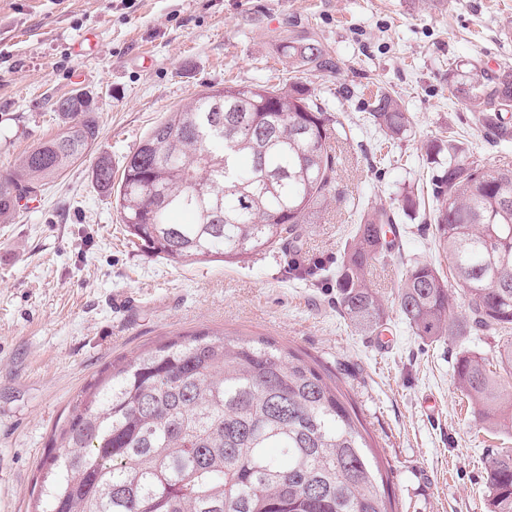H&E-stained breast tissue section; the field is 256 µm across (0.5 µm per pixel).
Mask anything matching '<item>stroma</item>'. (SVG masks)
I'll return each mask as SVG.
<instances>
[{"mask_svg": "<svg viewBox=\"0 0 512 512\" xmlns=\"http://www.w3.org/2000/svg\"><path fill=\"white\" fill-rule=\"evenodd\" d=\"M292 36L320 42L337 68L295 72ZM475 62L512 67V0H0V174L55 135L59 98L87 94L100 123L91 153L0 224V512H34L54 432L90 383L199 331L271 339L337 379L396 512H488L486 460L512 449V434L476 423L454 363L464 349L492 355L498 337L431 344L401 319L402 265L448 267L421 216H400L399 251L372 272L387 346L336 305V259L363 208L391 207L406 190L435 207L432 141L454 136L490 169L512 160V145L494 143L451 94L449 64ZM293 81L348 132L327 204L296 245L178 265L132 244L93 179L96 158L121 175L150 128L207 88ZM379 91L411 117L401 140L369 120Z\"/></svg>", "mask_w": 512, "mask_h": 512, "instance_id": "obj_1", "label": "stroma"}]
</instances>
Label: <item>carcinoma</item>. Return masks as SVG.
I'll use <instances>...</instances> for the list:
<instances>
[{
	"label": "carcinoma",
	"mask_w": 512,
	"mask_h": 512,
	"mask_svg": "<svg viewBox=\"0 0 512 512\" xmlns=\"http://www.w3.org/2000/svg\"><path fill=\"white\" fill-rule=\"evenodd\" d=\"M300 66L332 65L307 39L288 42ZM454 96L476 107L477 121L500 143L512 141V69L477 66L453 73ZM59 132L0 175V223L42 182L86 157L99 136L92 100L59 102ZM222 115L215 128L210 118ZM371 121L388 139L405 137L407 113L387 93L375 96ZM342 122L305 87L261 84L208 89L168 112L126 158L119 184L112 160L98 157L95 182L116 193L129 233L174 263L222 258L243 262L299 237L327 203ZM433 243L449 275L430 263L401 270L397 310L425 342L500 333L495 361L458 353V389L479 419L512 432V164L494 170L459 147L434 141ZM398 209L420 198L406 190ZM190 220L174 224L171 217ZM393 213L362 215L336 267L341 312L374 334L386 308L369 278L396 245ZM465 312L454 313L451 289ZM368 432L339 383L314 360L269 339L203 331L171 340L112 369L77 401L60 445L43 461L38 512H393L377 487L379 467ZM488 512H512V451L489 455Z\"/></svg>",
	"instance_id": "carcinoma-1"
}]
</instances>
